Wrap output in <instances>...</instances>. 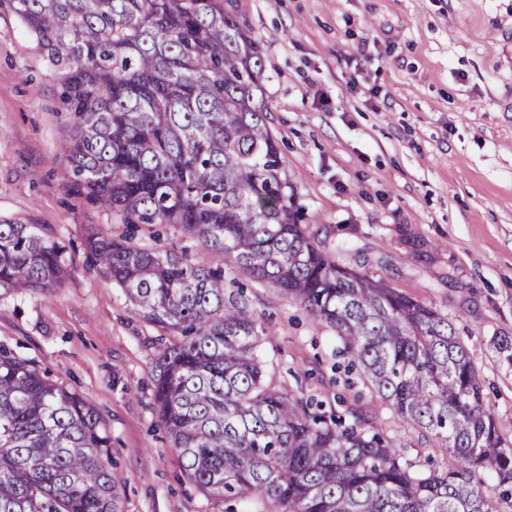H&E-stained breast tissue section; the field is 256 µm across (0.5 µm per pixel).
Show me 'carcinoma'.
Instances as JSON below:
<instances>
[{
  "label": "carcinoma",
  "mask_w": 512,
  "mask_h": 512,
  "mask_svg": "<svg viewBox=\"0 0 512 512\" xmlns=\"http://www.w3.org/2000/svg\"><path fill=\"white\" fill-rule=\"evenodd\" d=\"M61 74L64 178L125 224H177L299 303L343 342L376 400L452 462L423 471L371 409L270 388L272 335L224 269L102 232L86 268L119 283L161 337L154 397L188 481L271 512H500L512 444L448 313L333 259L292 204L267 126L264 59L240 0H12ZM428 264L437 246L402 231ZM61 248L0 224V288H48ZM512 373V336H495ZM94 410L0 352V512H121Z\"/></svg>",
  "instance_id": "1"
}]
</instances>
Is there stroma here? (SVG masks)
<instances>
[{"instance_id": "obj_1", "label": "stroma", "mask_w": 512, "mask_h": 512, "mask_svg": "<svg viewBox=\"0 0 512 512\" xmlns=\"http://www.w3.org/2000/svg\"><path fill=\"white\" fill-rule=\"evenodd\" d=\"M263 46L267 123L286 160L293 203L337 262L385 254L377 273L447 312L483 376L490 408L512 442V374L492 336H512V0H247ZM59 73L9 5L0 6V224H33L64 245L65 276L49 288L0 289V348L48 372L94 409L110 439L122 512H224L197 491L154 404L145 323L111 277L86 270L95 229L128 225L88 203L62 177L68 125ZM438 245L419 265L400 229ZM140 246L223 263L244 285L277 349L272 385L347 404L371 401L362 381L336 384L340 339L268 282L190 238L178 225L140 226ZM414 461L446 459L379 406Z\"/></svg>"}]
</instances>
